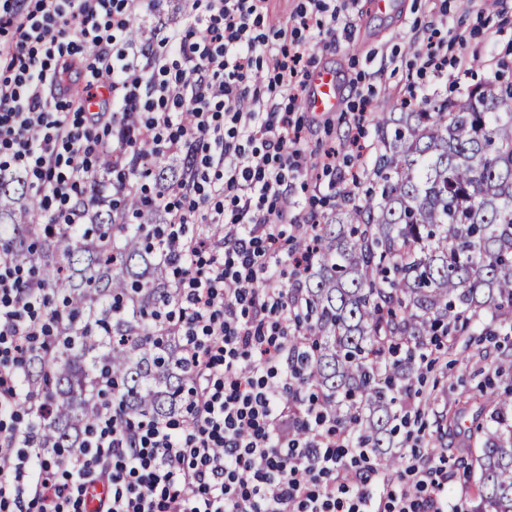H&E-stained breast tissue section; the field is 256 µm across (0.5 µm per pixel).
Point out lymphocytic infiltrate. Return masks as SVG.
Here are the masks:
<instances>
[{
  "mask_svg": "<svg viewBox=\"0 0 512 512\" xmlns=\"http://www.w3.org/2000/svg\"><path fill=\"white\" fill-rule=\"evenodd\" d=\"M264 4L178 0L181 20L160 30L157 52L127 38L157 0H0V167L25 172L61 223H79L74 200L102 157L197 150L193 171L156 199L168 215L161 256L175 272L177 323L200 368L189 432L165 419L119 426L107 410L77 447L47 454L0 423V512H88L101 485L95 512H461L448 502L447 469L420 467L413 452L393 481L367 465L358 440L317 419L306 420L304 446L289 445L281 405L297 306L279 284L260 297L254 284L287 242L291 180L319 168L348 182L335 152H305L291 104L306 87L311 34L350 16L347 0H302L292 27L269 35ZM73 24L80 43L63 42ZM417 60L415 100L435 94L448 65L469 63L433 39ZM75 69L86 88L107 89V106L68 110ZM199 224L239 232L217 248L192 236ZM45 333L40 289L0 256V416Z\"/></svg>",
  "mask_w": 512,
  "mask_h": 512,
  "instance_id": "obj_1",
  "label": "lymphocytic infiltrate"
}]
</instances>
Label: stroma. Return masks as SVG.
I'll list each match as a JSON object with an SVG mask.
<instances>
[{
    "label": "stroma",
    "mask_w": 512,
    "mask_h": 512,
    "mask_svg": "<svg viewBox=\"0 0 512 512\" xmlns=\"http://www.w3.org/2000/svg\"><path fill=\"white\" fill-rule=\"evenodd\" d=\"M437 16L448 19L447 26L436 33L447 42L449 55L474 53L483 62L477 71H452L439 96L462 98L512 52V0H499L492 12L485 0H392L384 11L373 0H357L350 31L313 39L306 68L335 70L341 100L339 111L328 114L306 111L303 102H296L294 115L301 120L307 151L320 154L342 144L354 123L356 90L375 88L390 109H398L406 94L413 54L434 33L429 23ZM460 34L466 35V45L457 42ZM293 193L304 209L319 215L337 203L328 177L322 174L298 178ZM422 372L424 383L411 409L419 417V452L452 471L449 504L469 507L477 495L478 480L465 477L457 463L464 449L482 447L483 439L464 429L448 430L444 418L460 409L466 421L489 423L491 409L480 388L488 381L499 389L512 385V317L503 316L497 335L456 337L452 348H440L435 363L423 364Z\"/></svg>",
    "instance_id": "obj_1"
}]
</instances>
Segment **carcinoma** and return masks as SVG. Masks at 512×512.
<instances>
[{
  "label": "carcinoma",
  "instance_id": "1",
  "mask_svg": "<svg viewBox=\"0 0 512 512\" xmlns=\"http://www.w3.org/2000/svg\"><path fill=\"white\" fill-rule=\"evenodd\" d=\"M502 67L460 99L406 112L377 101L363 202L341 199L293 238L311 259L288 286L302 299L301 326L288 335L297 375L288 406L315 394L317 412L374 449L389 478L402 466L382 450L395 431L393 392L420 382L416 353L479 325L493 336L499 312L512 309V64ZM126 166L151 172L159 187L185 161L130 157ZM165 221L139 192L118 207L96 198L82 223L54 224L22 174L0 173V246L61 298L47 309L52 341L21 370L24 438L44 452L72 447L109 386L120 419L193 423L184 393L197 367L166 327L175 290L142 229ZM486 400L491 424L469 427L484 438L471 512H512V388Z\"/></svg>",
  "mask_w": 512,
  "mask_h": 512
}]
</instances>
